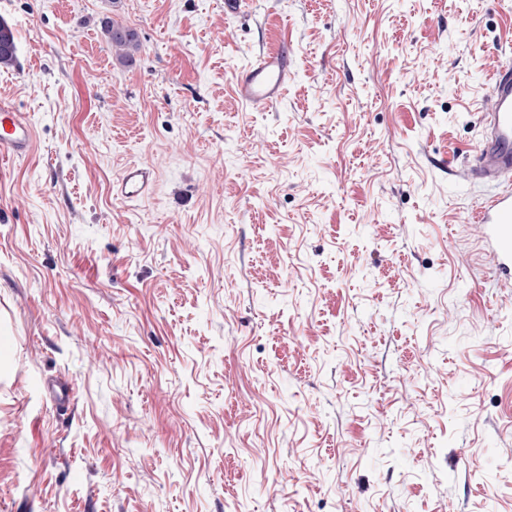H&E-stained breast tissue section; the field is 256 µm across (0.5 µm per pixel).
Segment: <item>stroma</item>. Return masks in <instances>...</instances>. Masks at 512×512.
Instances as JSON below:
<instances>
[{"mask_svg":"<svg viewBox=\"0 0 512 512\" xmlns=\"http://www.w3.org/2000/svg\"><path fill=\"white\" fill-rule=\"evenodd\" d=\"M0 19V99L35 132L0 156V512H512V288L468 221L489 187L448 178L512 0ZM282 37L284 95L241 103ZM134 161L150 189L118 200ZM103 24L105 34L112 44L116 48H119L122 51L124 50V56L130 59L132 57V52H135L138 47L137 33L133 29L115 25L110 21H105Z\"/></svg>","mask_w":512,"mask_h":512,"instance_id":"stroma-1","label":"stroma"}]
</instances>
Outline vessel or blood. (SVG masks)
<instances>
[{
	"label": "vessel or blood",
	"instance_id": "vessel-or-blood-1",
	"mask_svg": "<svg viewBox=\"0 0 512 512\" xmlns=\"http://www.w3.org/2000/svg\"><path fill=\"white\" fill-rule=\"evenodd\" d=\"M287 40H280L236 77L235 91L240 101L252 106L276 104L288 87ZM485 129L473 150V160L461 172L463 178L477 179L493 192L476 208L486 248L495 259V269L503 285L512 288V58H505L490 79ZM34 146V130L23 112L0 101V154L23 157ZM151 169L142 163L127 164L114 186L116 199L128 201L144 197L150 186Z\"/></svg>",
	"mask_w": 512,
	"mask_h": 512
}]
</instances>
